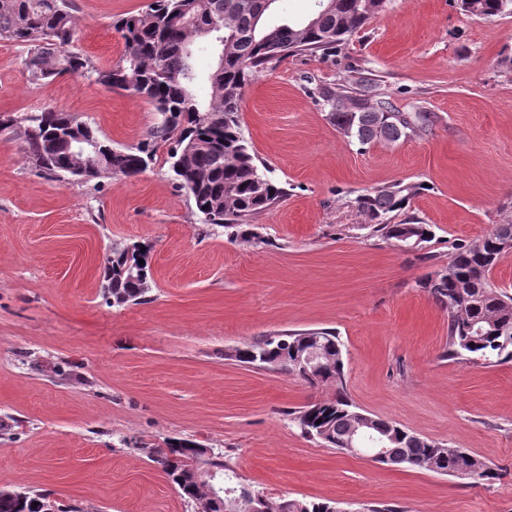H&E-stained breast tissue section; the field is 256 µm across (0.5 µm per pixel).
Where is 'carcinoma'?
Instances as JSON below:
<instances>
[{
    "label": "carcinoma",
    "instance_id": "obj_1",
    "mask_svg": "<svg viewBox=\"0 0 512 512\" xmlns=\"http://www.w3.org/2000/svg\"><path fill=\"white\" fill-rule=\"evenodd\" d=\"M278 0H152L146 10L119 19L115 28L123 40L120 56L105 65L72 48L76 38L72 0H0V40L26 50L29 80L41 84L64 74L92 80L107 89H122L151 102L159 122L151 130L155 141L167 142L171 169L179 188L194 200L203 223L224 229L233 239L255 245L266 240L248 220L281 201L287 191L257 160L240 124L245 88L280 52L325 51L361 28L386 0H318V9L302 23L269 27L266 17ZM462 10L490 19L512 14V0H469ZM203 46L215 57L206 74L196 69V49ZM210 87L209 98L199 100L194 87L200 80ZM366 90L353 88L323 94L331 107L330 123L344 137L364 145L374 141L396 143L420 133L429 122L425 112H400L376 107L362 98ZM0 124L22 142L26 160L42 156L38 170L58 179L90 181L101 177H128L137 159L149 160L154 145L114 148L78 116L56 109L29 114L0 115ZM83 137L98 144L93 166L69 149V141ZM426 186L400 181L368 190L355 198L365 216L364 228L386 241L407 240L420 250L434 237V225L415 217L393 221L410 207ZM512 250V217L475 241L459 244L443 265L429 273L420 286L448 313V350L452 360L481 361L488 366L512 361V292L497 287L490 274L500 258ZM149 247L112 244L103 274L106 300L114 306L145 301L151 290ZM144 263H139V260ZM316 347L323 367L315 377L302 374L301 352ZM242 364L292 373L312 386H327L331 395L291 412L300 433L319 439L338 451L349 431L351 415L360 412L344 389L342 343L336 332L317 329L261 336L235 350ZM393 439L385 465L425 469L466 481L494 478L484 461L460 448L445 445L406 430L395 422L378 420ZM181 495L204 500L210 488L194 481L193 463L209 465L221 474L229 468L224 454L184 441L177 447L167 439L162 447H142ZM256 512H334L329 502L287 500L274 508L262 495L240 487ZM48 496L32 491L0 488V512H50Z\"/></svg>",
    "mask_w": 512,
    "mask_h": 512
}]
</instances>
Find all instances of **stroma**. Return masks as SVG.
Returning <instances> with one entry per match:
<instances>
[{
  "label": "stroma",
  "instance_id": "1",
  "mask_svg": "<svg viewBox=\"0 0 512 512\" xmlns=\"http://www.w3.org/2000/svg\"><path fill=\"white\" fill-rule=\"evenodd\" d=\"M150 0H73L75 48L99 63L114 22ZM0 41V113L74 112L116 147L159 120L145 99L65 75L29 83ZM374 87L429 113L424 131L362 145L336 131L322 91ZM241 126L288 194L256 219L267 245L203 223L166 144L129 179L48 177L0 132V488L49 494L60 512H196L134 442L187 439L223 453L237 484L270 503H351L379 512H512V361L448 359V316L421 288L455 244L512 214V14L458 0H387L332 52L293 53L246 87ZM427 183L409 215L434 227L426 262L369 237L354 199ZM151 247L147 301L103 296L113 244ZM335 330L346 392L362 411L485 461L468 484L388 467L303 437L289 411L328 390L233 360L282 330Z\"/></svg>",
  "mask_w": 512,
  "mask_h": 512
}]
</instances>
